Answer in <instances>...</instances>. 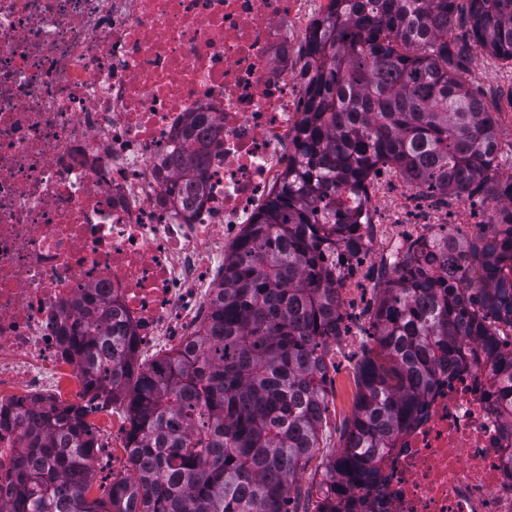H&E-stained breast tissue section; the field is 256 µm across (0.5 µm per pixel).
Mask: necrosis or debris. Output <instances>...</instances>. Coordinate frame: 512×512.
Listing matches in <instances>:
<instances>
[{"label": "necrosis or debris", "instance_id": "obj_1", "mask_svg": "<svg viewBox=\"0 0 512 512\" xmlns=\"http://www.w3.org/2000/svg\"><path fill=\"white\" fill-rule=\"evenodd\" d=\"M325 0H0V408L87 402L58 329L99 293L149 364L204 323L224 256L280 185L306 39ZM194 112L220 122L206 195L160 162ZM489 374L440 375L381 462L377 512H512V442ZM124 415H95L127 477Z\"/></svg>", "mask_w": 512, "mask_h": 512}]
</instances>
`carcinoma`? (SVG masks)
<instances>
[{"instance_id": "1", "label": "carcinoma", "mask_w": 512, "mask_h": 512, "mask_svg": "<svg viewBox=\"0 0 512 512\" xmlns=\"http://www.w3.org/2000/svg\"><path fill=\"white\" fill-rule=\"evenodd\" d=\"M331 0L313 32L294 155L268 207L224 257L207 323L187 348L139 369L133 334L97 297L59 329L87 389L123 403L133 480L94 499L97 435L80 406L17 413L13 494L0 512H368L355 495L381 480L395 436L421 414L438 376L484 357L495 417L512 432V181L491 171L495 119L465 74L480 48L512 63V0ZM469 37L450 40L455 20ZM217 120L190 116L166 190L203 193ZM392 165L416 194L499 205L490 234L440 225L389 258L372 327L378 352L357 364L343 444L323 461L318 499L298 475L328 420L329 340L342 335L341 290L363 251L370 176ZM481 274L461 287L470 271ZM305 500L301 511L292 502Z\"/></svg>"}]
</instances>
